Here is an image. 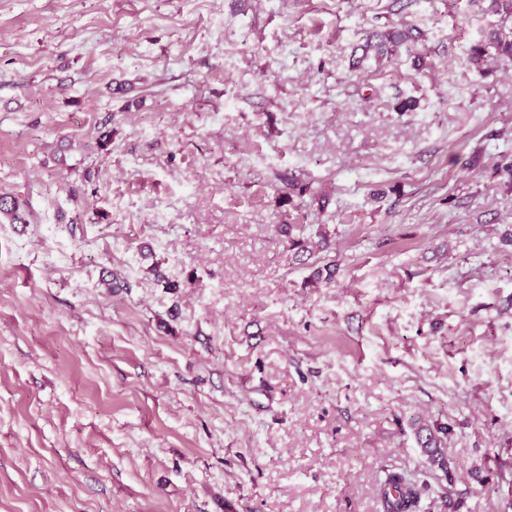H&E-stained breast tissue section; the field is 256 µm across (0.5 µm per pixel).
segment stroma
<instances>
[{
	"label": "stroma",
	"mask_w": 512,
	"mask_h": 512,
	"mask_svg": "<svg viewBox=\"0 0 512 512\" xmlns=\"http://www.w3.org/2000/svg\"><path fill=\"white\" fill-rule=\"evenodd\" d=\"M497 22L0 0V512H382L389 472L512 512V60L469 63ZM439 433L447 434L448 428L440 427L433 430L422 427L417 431V441L431 463L443 466L444 461L440 449L441 439L438 435Z\"/></svg>",
	"instance_id": "35a3bbf8"
}]
</instances>
